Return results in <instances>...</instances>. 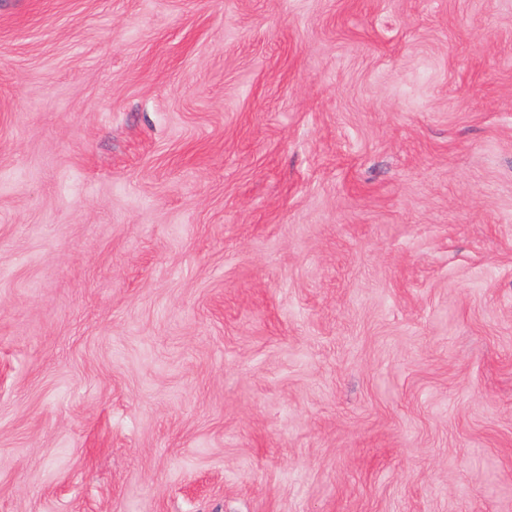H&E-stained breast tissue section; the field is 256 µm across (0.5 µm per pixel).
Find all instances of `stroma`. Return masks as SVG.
Returning a JSON list of instances; mask_svg holds the SVG:
<instances>
[{
    "instance_id": "stroma-1",
    "label": "stroma",
    "mask_w": 512,
    "mask_h": 512,
    "mask_svg": "<svg viewBox=\"0 0 512 512\" xmlns=\"http://www.w3.org/2000/svg\"><path fill=\"white\" fill-rule=\"evenodd\" d=\"M512 0H0V512H512Z\"/></svg>"
}]
</instances>
